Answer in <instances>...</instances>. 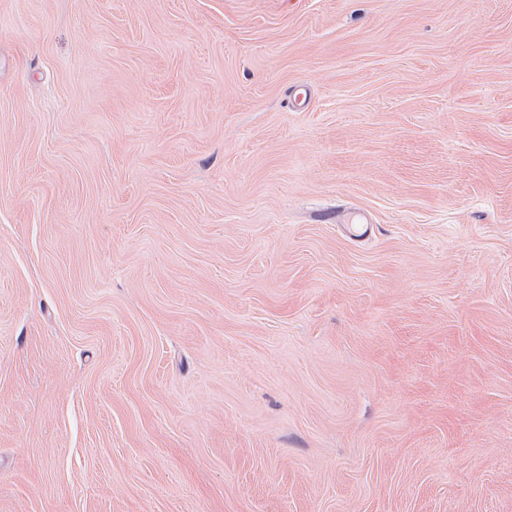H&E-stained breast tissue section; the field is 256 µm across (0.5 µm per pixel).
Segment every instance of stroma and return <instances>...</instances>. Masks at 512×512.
Here are the masks:
<instances>
[{"label":"stroma","instance_id":"35a3bbf8","mask_svg":"<svg viewBox=\"0 0 512 512\" xmlns=\"http://www.w3.org/2000/svg\"><path fill=\"white\" fill-rule=\"evenodd\" d=\"M0 512H512V0H0Z\"/></svg>","mask_w":512,"mask_h":512}]
</instances>
